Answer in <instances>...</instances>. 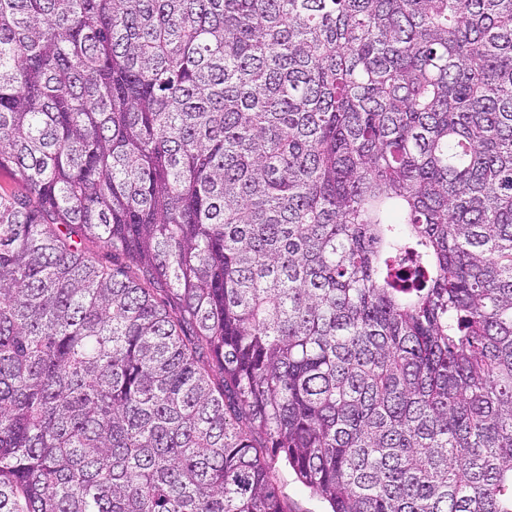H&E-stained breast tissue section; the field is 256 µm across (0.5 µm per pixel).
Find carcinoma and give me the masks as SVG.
I'll list each match as a JSON object with an SVG mask.
<instances>
[{
  "label": "carcinoma",
  "instance_id": "carcinoma-1",
  "mask_svg": "<svg viewBox=\"0 0 512 512\" xmlns=\"http://www.w3.org/2000/svg\"><path fill=\"white\" fill-rule=\"evenodd\" d=\"M4 171L0 512H512V0H0ZM276 466L279 469V489L288 499L293 512H324L327 510L323 503L313 497L309 490L296 480L295 475L288 470V466L284 462L279 459Z\"/></svg>",
  "mask_w": 512,
  "mask_h": 512
}]
</instances>
